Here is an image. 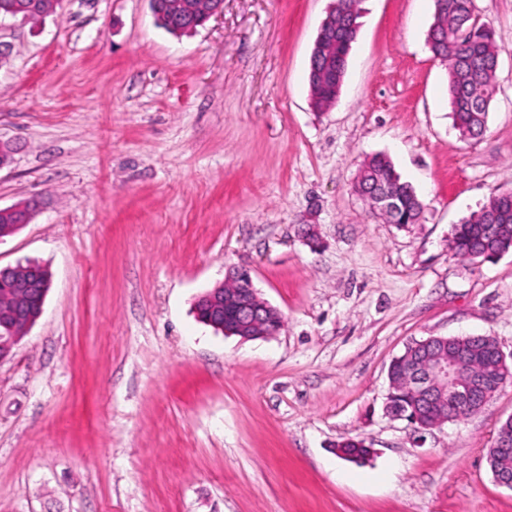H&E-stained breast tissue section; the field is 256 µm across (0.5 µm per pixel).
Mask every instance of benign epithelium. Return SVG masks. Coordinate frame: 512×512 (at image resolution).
Returning a JSON list of instances; mask_svg holds the SVG:
<instances>
[{
    "label": "benign epithelium",
    "mask_w": 512,
    "mask_h": 512,
    "mask_svg": "<svg viewBox=\"0 0 512 512\" xmlns=\"http://www.w3.org/2000/svg\"><path fill=\"white\" fill-rule=\"evenodd\" d=\"M372 209L386 215L391 199L387 191L365 195ZM225 282L239 284L237 288H215L205 295L206 312L201 320L226 335L243 340L277 334L283 326L282 314L260 299L250 274L233 269ZM14 306L11 320L24 317L31 296L43 291L45 285L32 270L14 277L10 284ZM16 343L9 323H0V360L7 357ZM410 374L405 384L413 389L419 403L430 409L431 419L413 417L418 430H430L456 418L441 410L445 397L463 404L469 413L479 412L493 395L512 380V368L506 356L487 336H430L409 345L405 351ZM509 427L498 433L490 449L489 464L496 481L512 489V469L504 461L512 458V416Z\"/></svg>",
    "instance_id": "7a95c632"
}]
</instances>
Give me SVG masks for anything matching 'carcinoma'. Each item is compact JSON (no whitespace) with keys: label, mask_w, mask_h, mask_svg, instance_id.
<instances>
[{"label":"carcinoma","mask_w":512,"mask_h":512,"mask_svg":"<svg viewBox=\"0 0 512 512\" xmlns=\"http://www.w3.org/2000/svg\"><path fill=\"white\" fill-rule=\"evenodd\" d=\"M202 0H161L156 21L173 34V25L187 16L199 19ZM58 0H0V8L20 6L21 14L37 21L54 12ZM434 21L428 33L430 50L446 68L448 100L453 125L464 140L477 139L487 130L489 104L496 93L498 48L490 28L478 22L474 0H434ZM355 39V30L339 28L336 31V59L346 55ZM369 167L365 180L355 183L362 194L383 188L394 197L395 208L389 213L392 224H415L419 221L423 205L413 186L403 180L391 160L381 154L365 161ZM452 256L474 259L479 252L512 251V201L500 195L490 196L479 211L454 225L448 240ZM393 403L411 413L416 410V398L404 385L397 384Z\"/></svg>","instance_id":"carcinoma-1"}]
</instances>
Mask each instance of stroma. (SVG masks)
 Masks as SVG:
<instances>
[{
  "instance_id": "35a3bbf8",
  "label": "stroma",
  "mask_w": 512,
  "mask_h": 512,
  "mask_svg": "<svg viewBox=\"0 0 512 512\" xmlns=\"http://www.w3.org/2000/svg\"><path fill=\"white\" fill-rule=\"evenodd\" d=\"M331 3L224 0L179 38L149 0L0 20V207L39 203L0 239V269L35 262L51 282L0 360V512H512L488 464L512 382L421 434L383 412L412 342L488 335L512 353V252L448 251L455 224L512 192V0H474L499 66L469 141L427 42L433 0H361L339 100L314 108ZM377 153L419 223L355 192ZM233 266L282 313L276 335L198 320ZM350 437L368 460L337 454Z\"/></svg>"
}]
</instances>
